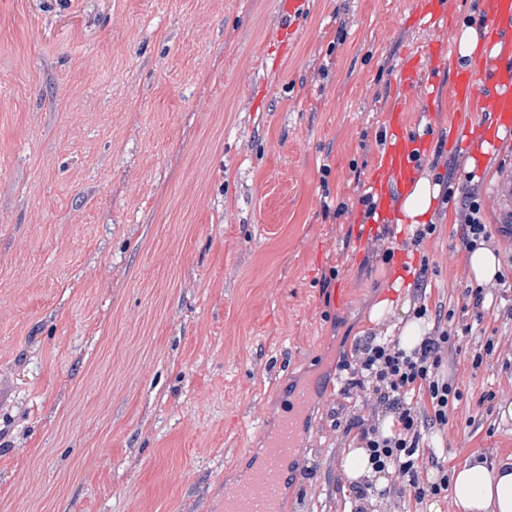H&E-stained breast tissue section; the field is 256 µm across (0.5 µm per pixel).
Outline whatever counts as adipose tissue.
Listing matches in <instances>:
<instances>
[{"label":"adipose tissue","mask_w":512,"mask_h":512,"mask_svg":"<svg viewBox=\"0 0 512 512\" xmlns=\"http://www.w3.org/2000/svg\"><path fill=\"white\" fill-rule=\"evenodd\" d=\"M440 186L429 175H420L398 204L411 228L432 222ZM448 496L456 512H512V459L464 462L450 475Z\"/></svg>","instance_id":"adipose-tissue-1"}]
</instances>
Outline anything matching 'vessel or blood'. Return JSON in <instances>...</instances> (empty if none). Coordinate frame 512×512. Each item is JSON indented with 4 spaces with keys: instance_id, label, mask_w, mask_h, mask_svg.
<instances>
[{
    "instance_id": "obj_1",
    "label": "vessel or blood",
    "mask_w": 512,
    "mask_h": 512,
    "mask_svg": "<svg viewBox=\"0 0 512 512\" xmlns=\"http://www.w3.org/2000/svg\"><path fill=\"white\" fill-rule=\"evenodd\" d=\"M455 8L454 0H429L428 4L420 6L416 20L422 27L436 29L443 17L452 14ZM481 25L491 39L512 38V0H497L494 10L482 17ZM437 53L433 45L416 52L400 66L397 81L404 86L411 85L418 66L423 61L433 60ZM451 93L482 110L488 131L500 126L512 128V73L508 70H479L478 74L453 84ZM420 156L414 135L405 127L402 111H391L385 128L380 170L372 176L374 187L382 188L383 174L387 171L401 182L410 181L417 172ZM492 196L497 204L500 228H512V166L504 167L499 173ZM307 398V390L293 393L288 416L282 422L265 465L246 485L225 488L224 512H279L281 478L292 457Z\"/></svg>"
}]
</instances>
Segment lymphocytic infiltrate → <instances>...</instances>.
<instances>
[{
	"instance_id": "f902f5d3",
	"label": "lymphocytic infiltrate",
	"mask_w": 512,
	"mask_h": 512,
	"mask_svg": "<svg viewBox=\"0 0 512 512\" xmlns=\"http://www.w3.org/2000/svg\"><path fill=\"white\" fill-rule=\"evenodd\" d=\"M461 242L474 248L491 242L478 191L462 199ZM455 345L441 324H434L419 347L406 349L391 336H368L356 343L350 357L338 363L348 378L340 387L343 399L359 391L369 393L373 408L390 416L389 430H380L357 412L347 415L344 434L354 447L365 449L375 472H394L410 498L423 502L448 491V470L438 458H425L432 429L448 423V405L461 391L440 369Z\"/></svg>"
}]
</instances>
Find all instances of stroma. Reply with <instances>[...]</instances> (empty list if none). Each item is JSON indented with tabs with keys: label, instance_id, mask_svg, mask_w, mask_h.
I'll return each mask as SVG.
<instances>
[{
	"label": "stroma",
	"instance_id": "35a3bbf8",
	"mask_svg": "<svg viewBox=\"0 0 512 512\" xmlns=\"http://www.w3.org/2000/svg\"><path fill=\"white\" fill-rule=\"evenodd\" d=\"M279 3L0 0V512H224L305 384L284 512H344L336 363L384 298L459 338L436 455L512 456V291L468 311L456 220L467 174L512 163L502 129L467 166L477 112L449 91L481 0L439 31L418 0H304L284 56ZM394 107L457 194L419 244L394 182L360 202ZM441 50L442 47L436 48V44H430L426 49L416 51L414 55L402 63L397 72L396 80L402 86L409 87L414 82L417 66L425 60L431 62Z\"/></svg>",
	"mask_w": 512,
	"mask_h": 512
}]
</instances>
